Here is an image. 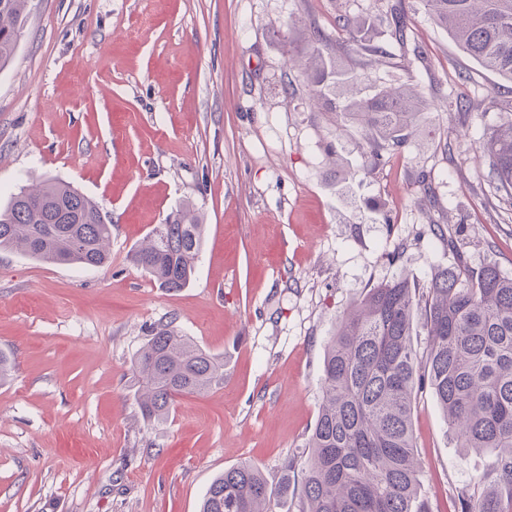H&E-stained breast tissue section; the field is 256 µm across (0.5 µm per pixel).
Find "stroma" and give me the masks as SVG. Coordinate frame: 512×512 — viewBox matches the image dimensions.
I'll return each instance as SVG.
<instances>
[{"label":"stroma","mask_w":512,"mask_h":512,"mask_svg":"<svg viewBox=\"0 0 512 512\" xmlns=\"http://www.w3.org/2000/svg\"><path fill=\"white\" fill-rule=\"evenodd\" d=\"M386 57L348 63L413 81L429 106L405 147L361 173L296 61L343 15ZM401 16L405 42L389 35ZM498 88L488 98L490 88ZM512 120V82L480 67L421 0H28L0 69V194L56 179L97 203L111 260L0 251V512H198L244 462L270 482L299 459L322 401L325 347L368 289L465 260L512 276V203L480 143ZM335 146L347 169L330 164ZM190 206L193 280L163 288L130 255ZM173 322L223 356L224 381L145 423L131 363ZM420 495L454 512L491 453L459 448L431 390L414 402Z\"/></svg>","instance_id":"1"}]
</instances>
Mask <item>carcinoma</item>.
Listing matches in <instances>:
<instances>
[{"mask_svg": "<svg viewBox=\"0 0 512 512\" xmlns=\"http://www.w3.org/2000/svg\"><path fill=\"white\" fill-rule=\"evenodd\" d=\"M429 16L482 67L512 81V0H422ZM27 0H0V68L14 56ZM343 49L385 55L351 17L338 20ZM304 73L314 98L340 122L362 132V170L402 148L423 117L417 85L376 88L329 55L327 38L311 33ZM482 150L499 191L512 201V121L492 130ZM97 204L60 181L45 180L0 206V249L46 263L103 267L112 225ZM204 225L189 209L160 224L134 250L132 262L162 287L191 281ZM429 345L419 355L416 316ZM137 403L149 423L168 419L175 398L224 381V359L203 350L171 323L152 327L132 362ZM455 430L459 447L496 450L458 512H512V277L495 266L474 272L459 262L426 282L402 275L367 291L342 319L323 357L322 403L305 445L298 512H430L418 496L419 463L412 433L414 394L425 387ZM270 483L242 463L213 479L199 512H272L290 484Z\"/></svg>", "mask_w": 512, "mask_h": 512, "instance_id": "1", "label": "carcinoma"}]
</instances>
